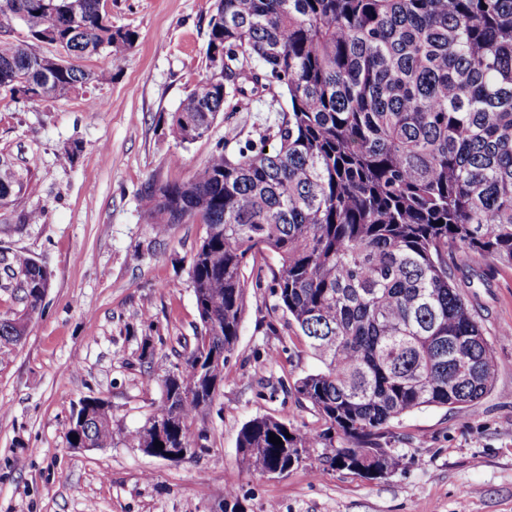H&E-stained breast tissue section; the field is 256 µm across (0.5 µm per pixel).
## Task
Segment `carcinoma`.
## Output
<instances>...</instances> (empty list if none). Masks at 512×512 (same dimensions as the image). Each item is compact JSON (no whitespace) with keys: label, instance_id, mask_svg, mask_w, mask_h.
Returning <instances> with one entry per match:
<instances>
[{"label":"carcinoma","instance_id":"carcinoma-1","mask_svg":"<svg viewBox=\"0 0 512 512\" xmlns=\"http://www.w3.org/2000/svg\"><path fill=\"white\" fill-rule=\"evenodd\" d=\"M51 11L62 25L49 35ZM17 25L26 40L0 47V91L13 98L108 83L112 71L73 59L105 51L118 67L137 39L112 28L100 0H0V32ZM209 27L224 76L196 82L171 115L174 136L205 137L249 93L277 89L288 110L260 145L220 149L190 180L144 197L159 230L206 228L189 267L201 330L126 441L194 455L191 425L224 381L215 360L227 363L238 341L244 268L267 249L280 263L277 304L321 363L295 390L323 424L254 418L238 435L241 463L258 476L305 467L382 478L400 464L380 443L391 421L474 405L495 385L493 348L464 289L475 259L512 265V0H215ZM42 40L64 50L58 64L32 51ZM23 187L1 160L0 204ZM0 263L35 312L46 270L23 253ZM25 332L0 319V341ZM117 439L91 418L69 445Z\"/></svg>","mask_w":512,"mask_h":512}]
</instances>
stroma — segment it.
Masks as SVG:
<instances>
[{"label":"stroma","mask_w":512,"mask_h":512,"mask_svg":"<svg viewBox=\"0 0 512 512\" xmlns=\"http://www.w3.org/2000/svg\"><path fill=\"white\" fill-rule=\"evenodd\" d=\"M214 0H112L113 27L138 38L121 69L107 53L80 59L113 69L110 83L41 102L0 95V159L27 183L0 204V255L24 253L50 274L26 336L0 342V512H512V266L477 283L497 367L494 389L462 409L425 407L392 421L381 440L400 457L369 479L298 468L246 470L242 426L258 416L316 428L296 380L319 363L272 294L271 251L245 268L247 305L215 404L194 429L193 457L166 460L121 441L70 447L82 400L103 399L120 433L140 426L162 380L199 324L190 256L205 227L158 233L144 206L151 186L189 180L219 149L259 141L288 106L259 94L224 112L208 135L178 141L170 114L207 72ZM83 149L68 157L73 141ZM38 211L39 223L27 222Z\"/></svg>","instance_id":"35a3bbf8"}]
</instances>
